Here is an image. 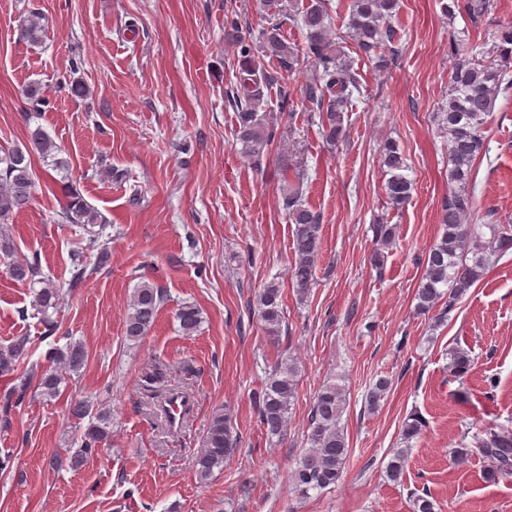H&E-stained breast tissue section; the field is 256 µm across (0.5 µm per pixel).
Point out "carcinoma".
I'll list each match as a JSON object with an SVG mask.
<instances>
[{
  "mask_svg": "<svg viewBox=\"0 0 512 512\" xmlns=\"http://www.w3.org/2000/svg\"><path fill=\"white\" fill-rule=\"evenodd\" d=\"M264 10L272 17L290 11V17L305 33L304 52L288 45L274 24L262 35L259 48L240 42V63L234 73L228 94L236 111V141L241 153L259 169L270 154L275 139L274 116L265 110V90L275 83L287 88L286 81L298 64L299 56L306 57L312 78L301 89L309 111L318 116L321 135L329 145H336L346 136L344 113L352 105L354 94L360 92L354 61L343 51L341 41L350 38L360 57L385 61L377 54L382 46L395 42L396 32L390 20L395 16L398 0H349L346 35H332V16L326 0H308L305 7L286 4V0H261ZM490 0H448L442 10L449 16L464 13L471 23L478 24L488 13ZM43 15L31 11L20 24V35L32 42L44 29ZM456 62L450 77L448 99L438 112L441 130L448 140V182L453 190L441 204L442 232L429 248L416 291V308L426 314L441 307L440 317L450 315L468 291L482 279L491 258L512 251V224H501L490 213L483 223H471L475 202L468 191L476 161L483 155V130L487 117L494 110L504 77L512 71V27L495 36L488 51L489 57H477L471 49L454 50ZM279 65V75L268 73L265 58ZM31 110L38 112L45 104L41 88L29 85L23 90ZM52 160L56 169L66 161L57 157L59 148L41 129L29 131V146H0V256L7 260V273L18 283L33 289L32 309L48 332L55 329L53 314L57 312L61 292L57 284L43 273L41 259L34 252L20 260L13 259L14 241L8 224L13 217L29 207L33 200L31 151ZM382 164L388 178L385 194L388 204L401 209L410 199L413 182L405 174L406 158L400 146L391 140L383 145ZM66 204L61 212L62 222L85 226H106L104 218L91 207L80 192L63 182ZM282 209L294 225V262L291 283L297 296L308 298L315 286V270L321 255V217L305 205L300 183L290 180L282 195ZM375 248L371 265H383L382 250L395 244L398 225L384 221L372 225ZM90 275L87 265L75 260L70 270L69 287L82 286ZM165 294L153 282L143 281L133 289L124 321L125 337L138 342L154 328ZM249 309L257 313L266 332L276 336L284 319L282 292L272 280L255 293ZM179 329L185 336L200 327V311L194 304L185 303L176 312ZM31 348L30 338L17 336L0 344V380L5 381L0 416L9 423L12 410L23 404L29 392L52 401L63 394L67 375L78 373L84 365L86 351L80 341L69 340L51 347L46 354L47 365L32 375L18 373ZM474 360L469 352L456 347L448 350V372L454 377L467 374ZM168 367L155 363L143 375L145 387L152 388L167 378ZM298 393V368L288 358L276 364L271 376L254 393L258 403V418L269 438L280 439L288 426L290 406ZM346 406L344 387L331 377L323 382L314 395L309 420L308 448L292 471L295 489L303 496L336 486L344 477L349 448L341 419ZM69 411L80 423V434L69 446V464L77 470L112 437V412L108 405L95 404L86 398L70 400ZM426 427L425 418L410 413L403 422L401 436L409 441ZM237 448L233 417L228 408L215 410L196 457L199 481L208 480L214 470L224 467ZM477 456L485 463V477L494 482L512 477V426L488 425L473 442L458 444L452 449L455 462ZM405 451L398 450L387 465V477L396 482L403 474Z\"/></svg>",
  "mask_w": 512,
  "mask_h": 512,
  "instance_id": "obj_1",
  "label": "carcinoma"
}]
</instances>
